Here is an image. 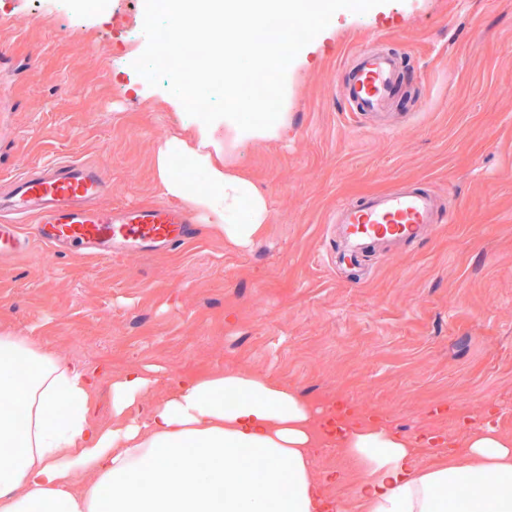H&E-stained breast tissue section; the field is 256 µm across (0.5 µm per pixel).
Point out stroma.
<instances>
[{
	"instance_id": "obj_1",
	"label": "stroma",
	"mask_w": 512,
	"mask_h": 512,
	"mask_svg": "<svg viewBox=\"0 0 512 512\" xmlns=\"http://www.w3.org/2000/svg\"><path fill=\"white\" fill-rule=\"evenodd\" d=\"M382 46L402 61L393 131L371 129L336 82L364 30L349 17L286 75V137L245 144L236 165L269 200L262 240L226 246L203 224L166 252L81 257L32 242L0 259V328L66 361L148 370L149 400L196 372L249 370L320 405L340 401L406 438L463 447L490 425L512 437V0H386ZM140 0L69 20L32 0L0 8V201L19 176L97 164L102 206L163 201L154 155L179 104L134 69ZM414 180L455 202L420 245L351 282L333 264L338 202ZM328 497L361 477L336 443L314 450Z\"/></svg>"
}]
</instances>
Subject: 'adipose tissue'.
<instances>
[{
  "label": "adipose tissue",
  "instance_id": "ef3b65f1",
  "mask_svg": "<svg viewBox=\"0 0 512 512\" xmlns=\"http://www.w3.org/2000/svg\"><path fill=\"white\" fill-rule=\"evenodd\" d=\"M195 143L169 137L155 155L162 193L214 235L255 246L265 193L227 166L228 149L279 137L283 112H184ZM188 162L205 185L181 174ZM153 380L130 369L111 386L99 424L96 375L47 345L0 330V512H340L310 458L330 441L360 466L366 512H512V440L473 431L464 448L419 470L421 436L376 422L318 417L288 387L245 371L179 378L148 404Z\"/></svg>",
  "mask_w": 512,
  "mask_h": 512
}]
</instances>
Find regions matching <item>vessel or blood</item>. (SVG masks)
I'll return each mask as SVG.
<instances>
[{
  "mask_svg": "<svg viewBox=\"0 0 512 512\" xmlns=\"http://www.w3.org/2000/svg\"><path fill=\"white\" fill-rule=\"evenodd\" d=\"M381 37L380 29L369 31L353 52L352 66L339 76L349 106L359 115L384 112L396 91L399 60L380 49ZM105 188L100 170L79 161L20 178L9 198L8 217L0 221V256L25 248L20 226L35 214L41 219L36 233L42 241L66 243L90 253L107 254L116 245L153 251L189 234L194 218L179 207L162 204L117 216L96 207ZM444 216L436 195L413 182L342 202L334 217L342 227L336 257L354 268L375 254L392 259L396 250L422 243L424 228L442 223Z\"/></svg>",
  "mask_w": 512,
  "mask_h": 512,
  "instance_id": "b4317fda",
  "label": "vessel or blood"
}]
</instances>
